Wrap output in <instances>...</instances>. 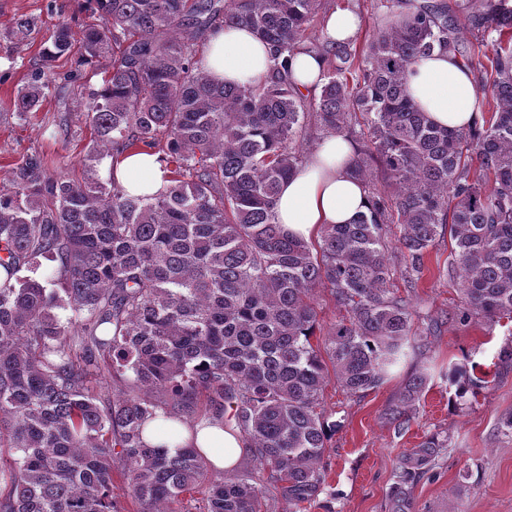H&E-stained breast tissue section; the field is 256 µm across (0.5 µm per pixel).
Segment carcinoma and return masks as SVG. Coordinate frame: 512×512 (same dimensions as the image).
<instances>
[{
	"label": "carcinoma",
	"instance_id": "carcinoma-1",
	"mask_svg": "<svg viewBox=\"0 0 512 512\" xmlns=\"http://www.w3.org/2000/svg\"><path fill=\"white\" fill-rule=\"evenodd\" d=\"M379 2L386 24L362 43L311 39L322 0H82L92 21L41 41L21 115L39 110L57 59L110 62L101 87L81 86L94 134L83 181L34 155L0 192V512H125L117 471L137 512L314 501L336 431L322 408L328 379L364 397L434 332L393 281L415 285L446 234L462 320L512 319V0ZM215 18L279 54L306 45L333 57L319 95L300 94L284 65L256 86L214 82L198 38ZM39 33L22 16L9 38L21 49ZM468 33L496 34L497 48L480 65L481 120L448 129L408 98L405 76L436 50L472 64ZM308 125L357 144L351 171L364 185L375 166L386 179L370 216L327 224L314 243L276 222ZM144 147L163 153L165 191L133 195L101 179L105 158ZM320 288L345 311L321 344ZM100 378L126 389L104 399ZM429 379L408 378L389 421L410 422ZM448 383L465 402L480 380L457 365ZM159 417L173 431L234 422L257 469L226 472L193 446L172 454L146 442ZM446 447L431 434L401 456L391 512H414V482Z\"/></svg>",
	"mask_w": 512,
	"mask_h": 512
}]
</instances>
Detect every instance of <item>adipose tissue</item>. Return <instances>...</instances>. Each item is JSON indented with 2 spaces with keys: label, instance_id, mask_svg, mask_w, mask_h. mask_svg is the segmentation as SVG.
<instances>
[{
  "label": "adipose tissue",
  "instance_id": "obj_1",
  "mask_svg": "<svg viewBox=\"0 0 512 512\" xmlns=\"http://www.w3.org/2000/svg\"><path fill=\"white\" fill-rule=\"evenodd\" d=\"M204 59L213 79L227 84L262 83L274 65L270 46L243 27L215 29ZM288 68L302 93L319 92L323 58L301 46L289 56ZM405 89L437 125L463 129L479 115L476 84L457 58L436 53L416 60L408 70ZM353 155V144L344 135L320 139L302 168L281 187L276 218L286 232L308 239L323 225L349 224L369 213L368 191L350 171ZM112 174L135 195H151L168 184L164 166L150 151L122 155ZM162 426V420L150 422L144 431L146 441L166 443L172 453L195 446L222 469L233 468L242 456L245 440L235 427L204 423L192 429L184 425L179 437L167 442Z\"/></svg>",
  "mask_w": 512,
  "mask_h": 512
}]
</instances>
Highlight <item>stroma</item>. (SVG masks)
<instances>
[{"mask_svg": "<svg viewBox=\"0 0 512 512\" xmlns=\"http://www.w3.org/2000/svg\"><path fill=\"white\" fill-rule=\"evenodd\" d=\"M347 10L360 20L358 40L381 24L376 0H324L311 32L323 37L328 12ZM38 18L42 35L62 21L79 26L88 20L80 0H0V191L10 192V166L29 156L42 157L50 174L78 180L80 159L92 135L79 109V95L59 100L47 96L39 111L19 116L14 101L30 71L37 47L16 51L8 37L15 18ZM449 240L430 251L429 274L417 287L396 280L399 295L413 305L421 322L437 323L408 363L366 397L345 394L336 381L324 389L323 406L336 431L323 460L322 492L302 512H388L400 455L437 433L448 449L414 485L415 512H512V434L500 425L512 412V370L488 376L477 403L459 407L440 372L471 361L491 366L499 350L512 340V320L459 322V304L448 274ZM429 369L431 380L408 425L388 423L386 408L397 401L407 378Z\"/></svg>", "mask_w": 512, "mask_h": 512, "instance_id": "1", "label": "stroma"}]
</instances>
